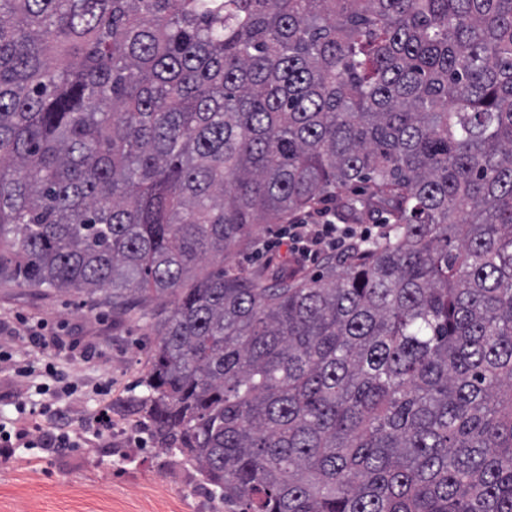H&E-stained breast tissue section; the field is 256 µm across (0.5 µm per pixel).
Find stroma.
<instances>
[{"label": "stroma", "instance_id": "obj_1", "mask_svg": "<svg viewBox=\"0 0 512 512\" xmlns=\"http://www.w3.org/2000/svg\"><path fill=\"white\" fill-rule=\"evenodd\" d=\"M277 224L255 228V249L229 254L224 265L250 271L292 262L318 274L323 257L290 258L278 245ZM150 331L134 310L0 279V425L10 427L22 408L40 411L46 433L70 443H16L0 455V512H233L210 499L195 468L154 448L147 432L113 416L120 439L94 432V418L113 399L136 393ZM52 363L20 377V361Z\"/></svg>", "mask_w": 512, "mask_h": 512}]
</instances>
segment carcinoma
<instances>
[{"mask_svg": "<svg viewBox=\"0 0 512 512\" xmlns=\"http://www.w3.org/2000/svg\"><path fill=\"white\" fill-rule=\"evenodd\" d=\"M328 200L388 231L224 269ZM1 277L135 307L236 512H512V0H0Z\"/></svg>", "mask_w": 512, "mask_h": 512, "instance_id": "cac0c4a2", "label": "carcinoma"}]
</instances>
